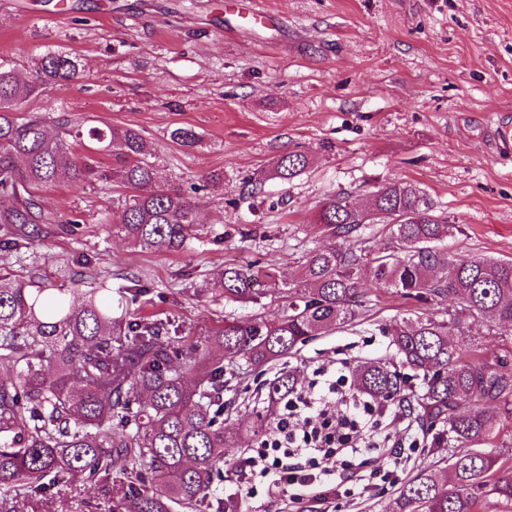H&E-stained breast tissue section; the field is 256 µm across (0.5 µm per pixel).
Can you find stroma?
<instances>
[{"label": "stroma", "mask_w": 512, "mask_h": 512, "mask_svg": "<svg viewBox=\"0 0 512 512\" xmlns=\"http://www.w3.org/2000/svg\"><path fill=\"white\" fill-rule=\"evenodd\" d=\"M57 2L0 0V61L25 78L46 52H65L83 73L27 101L26 112L140 130L166 178L206 183L195 196L204 229L182 253L136 250L98 223L125 189L59 186L43 192L44 208L81 214L88 232L75 238L41 225L26 248L0 246V275L65 280L78 304L90 279L116 288L136 280L145 289L139 315L194 338L227 319L273 317L284 304L270 294L256 304L225 300L226 265L257 261L295 281L304 250L326 243L315 223L321 202L345 191L363 205L388 181L415 184L459 225L443 254L512 259V160L499 158L490 129L512 113V0H253L267 17L258 27L228 13L224 0H67L63 14ZM177 127L193 129L198 143L172 142ZM295 149L309 156L305 171L272 178L277 159ZM213 172L220 180L209 181ZM249 178L264 179L263 195L244 198ZM360 281L371 298L363 315L270 364L267 377L283 368L307 376L334 359L391 358L382 327L448 308L444 298L422 303L378 287L368 264ZM229 371L239 411L226 426L238 442L226 451L224 493L233 496L237 463L261 435L244 368ZM446 455L424 436L370 486L352 481L325 502L294 503L267 496L261 482L243 512H392L400 485ZM125 480L118 460L110 489L77 482L14 510L110 512Z\"/></svg>", "instance_id": "obj_1"}]
</instances>
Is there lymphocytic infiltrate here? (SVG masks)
<instances>
[{"label": "lymphocytic infiltrate", "instance_id": "1", "mask_svg": "<svg viewBox=\"0 0 512 512\" xmlns=\"http://www.w3.org/2000/svg\"><path fill=\"white\" fill-rule=\"evenodd\" d=\"M411 423L386 401L358 389L348 361L319 367L280 400L274 422L256 454L240 464L246 481L267 480L269 490L294 502L322 501L346 471L375 473L372 451L385 449V464L398 463L397 449L418 445Z\"/></svg>", "mask_w": 512, "mask_h": 512}]
</instances>
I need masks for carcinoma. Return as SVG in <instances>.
I'll return each instance as SVG.
<instances>
[{
	"instance_id": "cac0c4a2",
	"label": "carcinoma",
	"mask_w": 512,
	"mask_h": 512,
	"mask_svg": "<svg viewBox=\"0 0 512 512\" xmlns=\"http://www.w3.org/2000/svg\"><path fill=\"white\" fill-rule=\"evenodd\" d=\"M82 78L68 54H44L31 81L0 63V197L12 207L0 224L12 226L8 245H27L26 226L59 224L70 236L83 232L79 220L42 209L38 193L61 184L112 179L131 192L113 215L103 219L112 236L135 248L179 252L198 237L191 193L164 179L146 160V144L136 129L106 124L82 128L64 119L50 129L21 105L44 86L69 85ZM115 149L119 166L99 173L93 159L77 155L83 138ZM170 137L182 147L197 140L189 128ZM309 164L300 151L282 155L274 176L291 181ZM388 232L396 250L358 254L369 217ZM316 222L328 239L302 256L298 281L276 279L273 269L227 265L224 298L257 303L286 288L281 312L252 324L224 320L207 333L208 343L170 334L159 320L132 313L142 289L120 293L121 314L112 309V287L95 282L77 306L71 292L49 278L0 279V364L15 372L0 381V491L34 498L73 482L106 481L115 459L130 475L121 512H240L241 502L224 498V449L234 437L224 431V362L261 366L288 357L300 345L341 328L367 301L357 269L373 264L379 287L406 299L427 302L447 297L456 304L448 317L404 319L385 330L396 365L364 361L354 380L365 392L404 399V378L396 366L422 374L417 396L419 421L450 451L449 477L421 474L398 490L395 512H479L482 497L512 512V464L491 443L502 413L512 414V372L507 362L481 357L480 347L463 330L466 321L488 331L512 326V260L441 257L434 244L454 235L457 226L436 215L423 192L410 182L379 186L365 206L342 192L322 202ZM222 352L213 356L208 344ZM204 368L195 385L181 370ZM296 384L283 370L263 383L265 403L273 407ZM497 403L489 411L482 403Z\"/></svg>"
}]
</instances>
